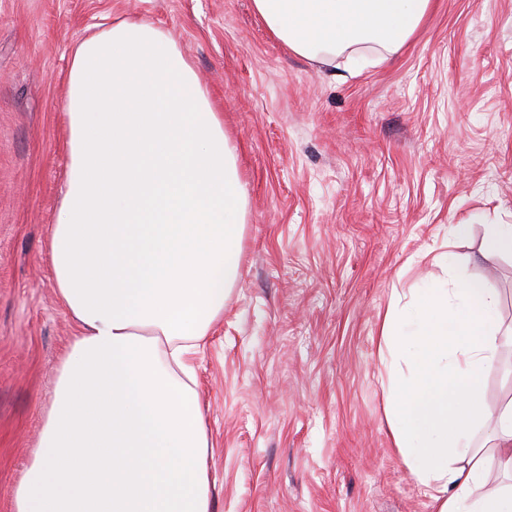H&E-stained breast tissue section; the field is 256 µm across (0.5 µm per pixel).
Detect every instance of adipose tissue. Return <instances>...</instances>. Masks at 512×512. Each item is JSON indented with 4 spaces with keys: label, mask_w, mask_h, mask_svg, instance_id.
<instances>
[{
    "label": "adipose tissue",
    "mask_w": 512,
    "mask_h": 512,
    "mask_svg": "<svg viewBox=\"0 0 512 512\" xmlns=\"http://www.w3.org/2000/svg\"><path fill=\"white\" fill-rule=\"evenodd\" d=\"M432 0H253L298 57L399 53ZM68 165L48 241L78 332L12 512H210L191 356L241 263L246 194L207 92L169 35L121 20L81 41ZM482 279L393 300L380 327L387 421L434 512H512V400L482 383L508 338ZM508 485L487 490L492 474Z\"/></svg>",
    "instance_id": "obj_1"
}]
</instances>
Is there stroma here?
I'll list each match as a JSON object with an SVG mask.
<instances>
[{"label":"stroma","mask_w":512,"mask_h":512,"mask_svg":"<svg viewBox=\"0 0 512 512\" xmlns=\"http://www.w3.org/2000/svg\"><path fill=\"white\" fill-rule=\"evenodd\" d=\"M120 18L177 41L246 191L239 274L194 357L211 512H432L393 445L378 328L393 293L473 278L512 328V256L483 253L485 227L512 224V0H433L399 55L320 62L252 0H0V512L77 331L47 253L65 79L75 45ZM482 399H512V347Z\"/></svg>","instance_id":"1"}]
</instances>
